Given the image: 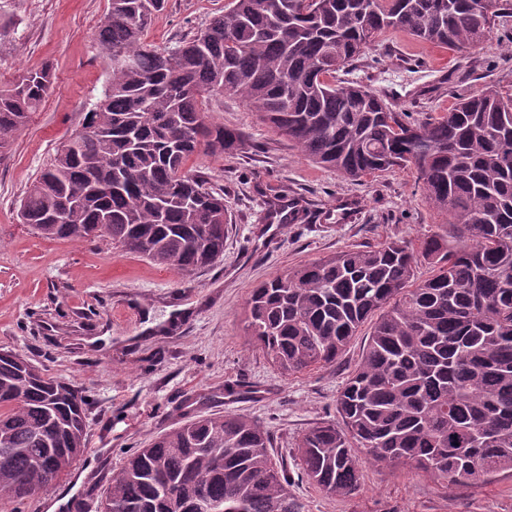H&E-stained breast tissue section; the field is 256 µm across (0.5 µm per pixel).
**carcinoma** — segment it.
I'll list each match as a JSON object with an SVG mask.
<instances>
[{
    "instance_id": "carcinoma-1",
    "label": "carcinoma",
    "mask_w": 512,
    "mask_h": 512,
    "mask_svg": "<svg viewBox=\"0 0 512 512\" xmlns=\"http://www.w3.org/2000/svg\"><path fill=\"white\" fill-rule=\"evenodd\" d=\"M165 6L109 0L101 96L32 182L21 223L47 239L105 238L182 275L221 262L224 196L185 166L200 151L237 149L238 134L201 107L224 93L348 179L414 169L449 223L415 243L351 248L261 283L244 310L247 339L297 375L335 362L375 318L337 397L342 427L318 424L297 443L300 469L326 495H356L363 460L410 463L445 485L512 476V95L489 87L412 120L339 77L389 32L477 47L512 0H228L204 29L161 49L146 31ZM52 87L44 68L0 88V155ZM86 440L74 387L1 350L0 512L59 484ZM96 512L305 510L267 432L218 412L131 454Z\"/></svg>"
}]
</instances>
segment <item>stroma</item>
<instances>
[{
	"instance_id": "1",
	"label": "stroma",
	"mask_w": 512,
	"mask_h": 512,
	"mask_svg": "<svg viewBox=\"0 0 512 512\" xmlns=\"http://www.w3.org/2000/svg\"><path fill=\"white\" fill-rule=\"evenodd\" d=\"M225 2L168 0L148 38L175 46L223 13ZM107 12L108 0H0V14L18 21L0 52V86L26 70L53 73L51 94L0 159V349L18 351L87 399L80 461L22 512H66L160 433L220 411L267 430L306 512H512L510 477L447 487L403 463L363 464L353 497L321 493L303 477L295 447L310 428L337 420V395L368 331L360 329L334 364L293 376L276 371L245 335L246 301L270 277L356 246L414 242L445 223L414 170L345 179L310 163L224 94L202 108L208 121L239 133L238 149L196 154L186 165L224 196L231 227L222 262L185 277L107 240H47L20 223L28 187L105 83L96 36ZM347 77L412 118L448 111L488 86L512 93V16L500 18L480 47L460 51L387 33Z\"/></svg>"
}]
</instances>
